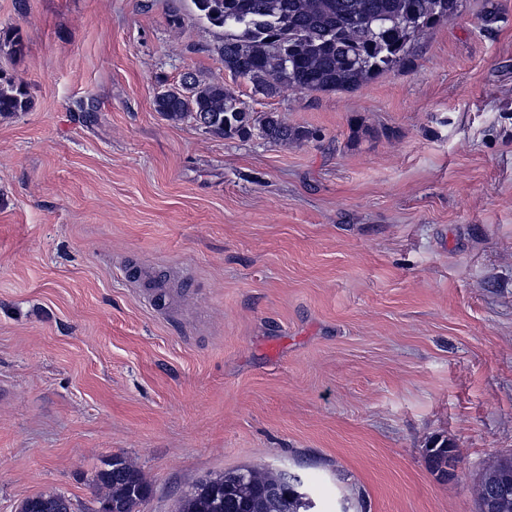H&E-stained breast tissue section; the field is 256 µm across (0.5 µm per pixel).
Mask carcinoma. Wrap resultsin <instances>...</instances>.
<instances>
[{
	"label": "carcinoma",
	"mask_w": 512,
	"mask_h": 512,
	"mask_svg": "<svg viewBox=\"0 0 512 512\" xmlns=\"http://www.w3.org/2000/svg\"><path fill=\"white\" fill-rule=\"evenodd\" d=\"M201 18L224 29V69L246 81L253 96L270 98L284 85L300 91L355 89L405 66L416 37L448 20L459 0H193ZM156 111L171 121L194 120L232 137L258 131L271 144L309 137L275 112L250 111L224 83L187 73L159 92ZM30 108L26 93L0 75V116ZM443 443L427 449L429 467L448 474ZM280 474L244 467L201 481L181 498L178 512H283ZM98 498L110 512H134L148 494L138 471L115 457L98 475ZM59 495L27 499V512H54Z\"/></svg>",
	"instance_id": "cac0c4a2"
}]
</instances>
